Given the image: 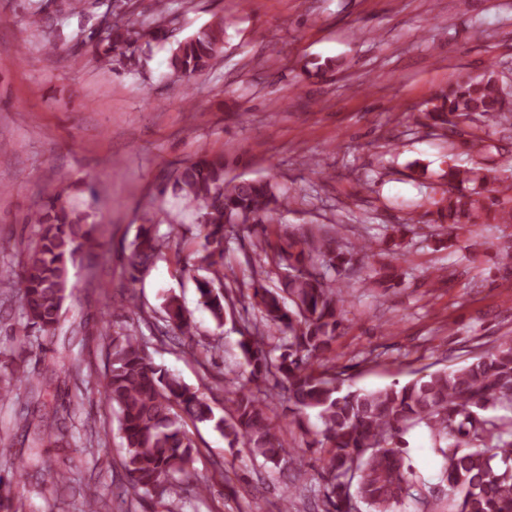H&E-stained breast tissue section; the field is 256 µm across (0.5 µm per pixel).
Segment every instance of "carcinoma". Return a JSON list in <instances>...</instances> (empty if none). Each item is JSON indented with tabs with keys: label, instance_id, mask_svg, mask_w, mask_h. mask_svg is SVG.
Instances as JSON below:
<instances>
[{
	"label": "carcinoma",
	"instance_id": "1",
	"mask_svg": "<svg viewBox=\"0 0 512 512\" xmlns=\"http://www.w3.org/2000/svg\"><path fill=\"white\" fill-rule=\"evenodd\" d=\"M167 16V0L155 3L141 22L114 11L104 37L96 36L92 26L80 30L78 38L103 64L139 67L152 43L168 38ZM223 34L220 19L178 42L168 58V78L182 81L209 71ZM503 92L492 75L465 78L449 87L426 116L456 134L474 115L502 126L508 123ZM224 168L223 156H201L170 177L173 191L193 208L203 238L198 263L184 261L182 273L195 277L203 305L219 326L237 284L224 261L227 234L268 224L289 204L270 183L228 180ZM439 217L450 229L512 224V176L448 166V195ZM27 223L40 226L37 240L19 271L7 279L18 289L20 312L12 340L23 354L0 375V403L27 390L36 407L21 411L16 422L31 433L33 447L56 448L59 456L47 464L38 452L19 459L12 449L0 448V512H25L18 489L28 469L41 467L57 494L74 482L71 453L92 455L102 443L100 432L91 428L84 429L87 438L81 440L41 403L59 374L81 373L80 367H69L78 358L68 350L54 353L46 366L50 375L39 378L28 370L25 357L32 350L47 353L45 341L61 328L64 305L75 288L71 270L79 257L99 248V225L88 209L68 200L63 187L49 191L45 208L30 213ZM334 243L315 235L263 241L266 257L286 268L287 275L281 287L257 283L247 295L260 322L240 331L248 376L228 391L221 415L203 392L155 363L143 338L103 326L110 353L99 395L116 415L120 469L131 499L172 506L186 494L210 491L208 477L194 467L198 448L190 423H210L229 447L244 448L266 464L287 465L295 481L308 480L297 449L274 418L278 401L287 404L292 422L322 454V484L308 492L323 497L330 512H354L361 504L368 512H403L409 500L418 512H512V338L453 369L372 390L353 387L332 356L345 302L332 271L351 263ZM168 247L155 225H139L126 261L129 280ZM163 310L159 341L195 335L196 325L177 297H167ZM272 331L284 347L277 358L267 349ZM416 427L429 431L441 459L436 493L425 490L424 480L406 463L404 437ZM83 498L86 512H106L97 487L86 485Z\"/></svg>",
	"mask_w": 512,
	"mask_h": 512
}]
</instances>
